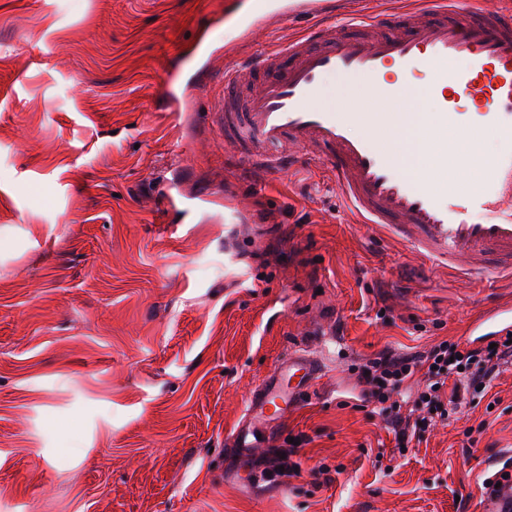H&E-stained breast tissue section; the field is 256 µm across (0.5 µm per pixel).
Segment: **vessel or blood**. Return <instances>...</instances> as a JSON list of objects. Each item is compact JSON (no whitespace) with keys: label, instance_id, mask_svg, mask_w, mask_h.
<instances>
[{"label":"vessel or blood","instance_id":"b4317fda","mask_svg":"<svg viewBox=\"0 0 512 512\" xmlns=\"http://www.w3.org/2000/svg\"><path fill=\"white\" fill-rule=\"evenodd\" d=\"M329 0H281L282 17L326 13ZM370 82L376 112L336 114L320 103L326 74ZM423 77L437 101L432 136L448 156L459 144L481 153L461 107L470 103L499 138L512 140V8L478 0H415L400 12L347 10L281 46L226 67L214 115L226 143L254 168L281 167L285 148L328 170L348 206L366 224H385L433 265L457 277L512 276V152L485 156L487 179L469 187L442 177L434 190L421 174L403 175L394 154L375 142L396 127L399 80ZM512 331V306L496 307L467 328L470 337ZM318 364L296 354L279 363L248 397L230 440L250 450L257 429L284 416L296 392L316 380Z\"/></svg>","mask_w":512,"mask_h":512}]
</instances>
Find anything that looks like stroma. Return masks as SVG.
<instances>
[{
	"label": "stroma",
	"instance_id": "35a3bbf8",
	"mask_svg": "<svg viewBox=\"0 0 512 512\" xmlns=\"http://www.w3.org/2000/svg\"><path fill=\"white\" fill-rule=\"evenodd\" d=\"M255 2L0 0V512H481L512 467V367L402 454L355 374L460 339L512 283L457 279L328 172H256L212 125ZM295 353L318 379L241 455L246 399ZM299 435L298 475L267 478Z\"/></svg>",
	"mask_w": 512,
	"mask_h": 512
}]
</instances>
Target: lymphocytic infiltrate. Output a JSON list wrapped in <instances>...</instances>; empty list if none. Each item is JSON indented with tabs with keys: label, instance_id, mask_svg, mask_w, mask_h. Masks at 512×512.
Listing matches in <instances>:
<instances>
[{
	"label": "lymphocytic infiltrate",
	"instance_id": "f902f5d3",
	"mask_svg": "<svg viewBox=\"0 0 512 512\" xmlns=\"http://www.w3.org/2000/svg\"><path fill=\"white\" fill-rule=\"evenodd\" d=\"M512 366V340L496 338L494 346L443 341L424 353L383 350L358 367L365 397L386 417L398 451H406L424 432L455 413L505 366ZM419 378L411 410L399 399L406 381Z\"/></svg>",
	"mask_w": 512,
	"mask_h": 512
}]
</instances>
